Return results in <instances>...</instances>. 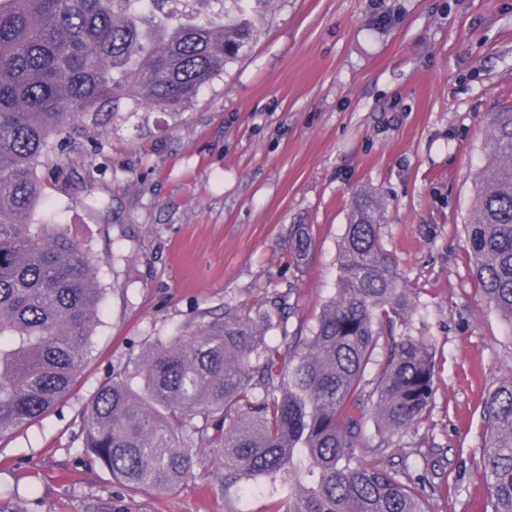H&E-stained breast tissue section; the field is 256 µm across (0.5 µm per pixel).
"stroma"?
Masks as SVG:
<instances>
[{
	"mask_svg": "<svg viewBox=\"0 0 512 512\" xmlns=\"http://www.w3.org/2000/svg\"><path fill=\"white\" fill-rule=\"evenodd\" d=\"M247 53L176 110L126 109L72 134L47 162L32 220L91 247L105 290L92 353L38 422L0 432V507L21 512H269V483L205 490L195 475L128 490L84 450L98 387L156 339L225 309L289 294V330L310 332L333 295L357 194L419 294L411 335L432 344L425 419L368 463L417 478L420 439L446 448L436 512H478L485 387L512 378V331L470 274L464 226L489 161L490 113L512 106V0H270ZM310 225L304 269L289 225Z\"/></svg>",
	"mask_w": 512,
	"mask_h": 512,
	"instance_id": "35a3bbf8",
	"label": "stroma"
}]
</instances>
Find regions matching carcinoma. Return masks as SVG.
Returning a JSON list of instances; mask_svg holds the SVG:
<instances>
[{
  "label": "carcinoma",
  "mask_w": 512,
  "mask_h": 512,
  "mask_svg": "<svg viewBox=\"0 0 512 512\" xmlns=\"http://www.w3.org/2000/svg\"><path fill=\"white\" fill-rule=\"evenodd\" d=\"M0 0V433L39 420L71 389L91 353L105 289L88 245L32 224L40 167L61 138L120 105L175 110L250 47L247 0ZM492 157L476 172L465 230L470 272L512 328V108L491 114ZM308 224L288 226V257L309 258ZM335 295L304 336L288 334L281 295L256 319L188 323L159 340L94 395L86 452L133 491L170 489L192 476L191 448L222 457L210 485L249 477L288 484L274 512H433L424 484L361 458L365 423L376 449L418 425L434 395L432 346L407 332L415 293L358 195L338 246ZM280 336L272 339L269 333ZM477 465L483 512H512V379L481 397Z\"/></svg>",
  "instance_id": "obj_1"
}]
</instances>
